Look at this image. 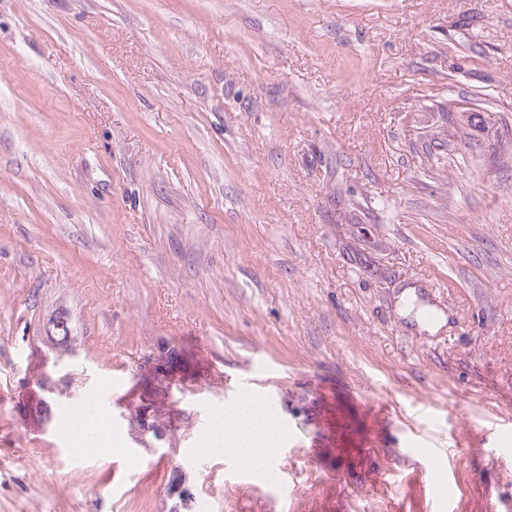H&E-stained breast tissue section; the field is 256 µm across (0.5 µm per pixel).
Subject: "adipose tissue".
Listing matches in <instances>:
<instances>
[{"mask_svg":"<svg viewBox=\"0 0 512 512\" xmlns=\"http://www.w3.org/2000/svg\"><path fill=\"white\" fill-rule=\"evenodd\" d=\"M66 438L78 454L110 456L112 423L107 411L96 400H86L73 413ZM207 443L214 453L265 469L279 454L278 424L260 400L244 399L216 412Z\"/></svg>","mask_w":512,"mask_h":512,"instance_id":"1","label":"adipose tissue"}]
</instances>
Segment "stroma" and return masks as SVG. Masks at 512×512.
Here are the masks:
<instances>
[{"label": "stroma", "instance_id": "obj_1", "mask_svg": "<svg viewBox=\"0 0 512 512\" xmlns=\"http://www.w3.org/2000/svg\"><path fill=\"white\" fill-rule=\"evenodd\" d=\"M245 394L276 481L206 450ZM176 466L186 512H512V0H0V512H169ZM171 350L163 349L158 350L150 354L145 362L139 369V375L143 380H146L153 384L157 388H168L172 389L169 381V366L168 360L170 358ZM162 380L161 387L158 385V381ZM66 438L80 455H112V423L96 400L88 399L76 410L66 429Z\"/></svg>", "mask_w": 512, "mask_h": 512}]
</instances>
